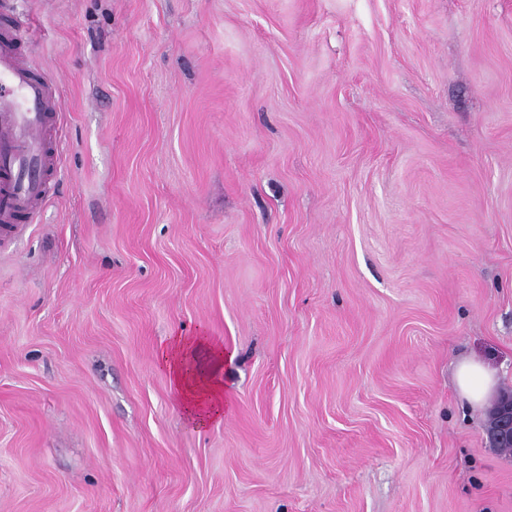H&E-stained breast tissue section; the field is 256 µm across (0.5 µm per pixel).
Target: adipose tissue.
Returning a JSON list of instances; mask_svg holds the SVG:
<instances>
[{
    "instance_id": "ef3b65f1",
    "label": "adipose tissue",
    "mask_w": 512,
    "mask_h": 512,
    "mask_svg": "<svg viewBox=\"0 0 512 512\" xmlns=\"http://www.w3.org/2000/svg\"><path fill=\"white\" fill-rule=\"evenodd\" d=\"M160 368L182 399L188 418L200 425L224 415V366L233 354L201 330L190 336L170 337L157 354ZM456 385L471 408H482L496 391L498 376L485 362L467 358L458 363Z\"/></svg>"
}]
</instances>
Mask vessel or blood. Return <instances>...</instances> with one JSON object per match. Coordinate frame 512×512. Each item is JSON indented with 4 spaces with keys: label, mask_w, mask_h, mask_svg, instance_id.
I'll use <instances>...</instances> for the list:
<instances>
[{
    "label": "vessel or blood",
    "mask_w": 512,
    "mask_h": 512,
    "mask_svg": "<svg viewBox=\"0 0 512 512\" xmlns=\"http://www.w3.org/2000/svg\"><path fill=\"white\" fill-rule=\"evenodd\" d=\"M26 39L19 24L0 33V227L13 238L47 203L62 154L54 134L62 99L32 68Z\"/></svg>",
    "instance_id": "obj_1"
}]
</instances>
